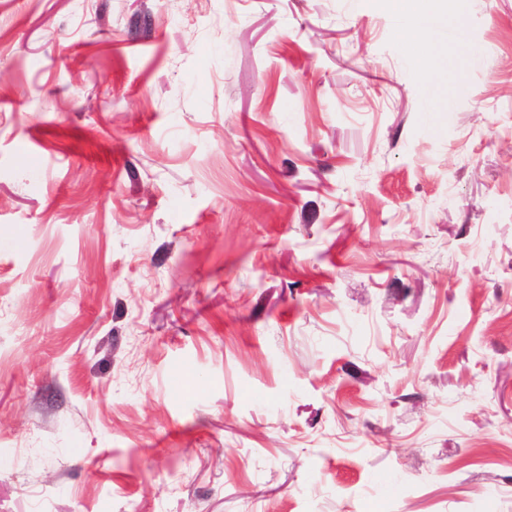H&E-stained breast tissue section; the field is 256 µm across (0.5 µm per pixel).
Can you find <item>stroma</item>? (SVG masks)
Masks as SVG:
<instances>
[{"mask_svg": "<svg viewBox=\"0 0 512 512\" xmlns=\"http://www.w3.org/2000/svg\"><path fill=\"white\" fill-rule=\"evenodd\" d=\"M432 38L0 0V512H512V0Z\"/></svg>", "mask_w": 512, "mask_h": 512, "instance_id": "1", "label": "stroma"}]
</instances>
